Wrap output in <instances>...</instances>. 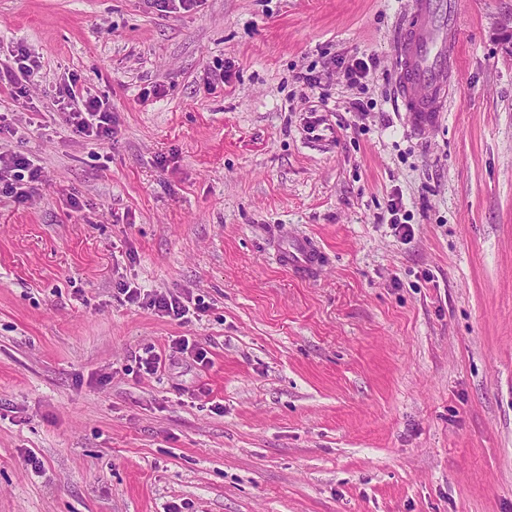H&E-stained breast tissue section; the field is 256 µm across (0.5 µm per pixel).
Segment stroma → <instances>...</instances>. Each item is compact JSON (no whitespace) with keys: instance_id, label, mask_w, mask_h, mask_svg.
Wrapping results in <instances>:
<instances>
[{"instance_id":"stroma-1","label":"stroma","mask_w":512,"mask_h":512,"mask_svg":"<svg viewBox=\"0 0 512 512\" xmlns=\"http://www.w3.org/2000/svg\"><path fill=\"white\" fill-rule=\"evenodd\" d=\"M410 8L0 0V68L42 62L0 146L47 174L0 194V512H512V0H459L424 125L396 106ZM71 77L111 138L52 107ZM301 235L311 277L278 258ZM122 292H124L125 297L128 302L136 303L140 301L141 296L142 299L149 300L151 306L157 308L159 311L164 312L166 316L173 317L176 320H184L189 313V307L181 300V297L174 294H162L156 293L152 291H145L143 289V294L141 292V288H121Z\"/></svg>"}]
</instances>
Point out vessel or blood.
Segmentation results:
<instances>
[{
    "label": "vessel or blood",
    "instance_id": "obj_1",
    "mask_svg": "<svg viewBox=\"0 0 512 512\" xmlns=\"http://www.w3.org/2000/svg\"><path fill=\"white\" fill-rule=\"evenodd\" d=\"M458 0H413L410 19L397 44L398 97L404 111L428 117L446 109L448 69L457 59ZM283 266L311 276L323 263L319 249L298 239L281 254Z\"/></svg>",
    "mask_w": 512,
    "mask_h": 512
}]
</instances>
